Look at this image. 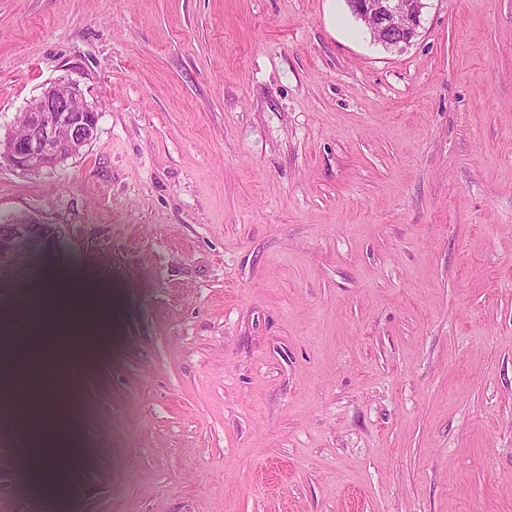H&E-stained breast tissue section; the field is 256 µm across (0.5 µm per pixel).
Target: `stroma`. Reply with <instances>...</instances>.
<instances>
[{
	"mask_svg": "<svg viewBox=\"0 0 512 512\" xmlns=\"http://www.w3.org/2000/svg\"><path fill=\"white\" fill-rule=\"evenodd\" d=\"M58 81L98 130L0 159V308L106 349L58 406L0 356V512L49 441L55 512H512V0L402 49L345 0H0V137Z\"/></svg>",
	"mask_w": 512,
	"mask_h": 512,
	"instance_id": "1",
	"label": "stroma"
}]
</instances>
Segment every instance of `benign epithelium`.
<instances>
[{"label":"benign epithelium","instance_id":"7a95c632","mask_svg":"<svg viewBox=\"0 0 512 512\" xmlns=\"http://www.w3.org/2000/svg\"><path fill=\"white\" fill-rule=\"evenodd\" d=\"M369 25L374 40L400 49L421 26L424 0H347ZM26 134L0 140V158L25 172H36L76 155L93 139L101 113L83 101L71 84L53 83L24 111Z\"/></svg>","mask_w":512,"mask_h":512}]
</instances>
